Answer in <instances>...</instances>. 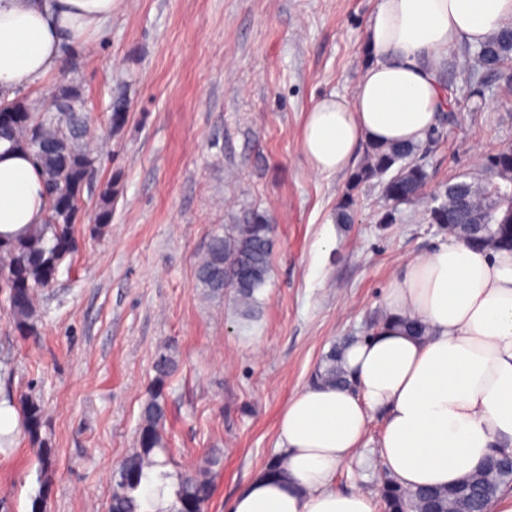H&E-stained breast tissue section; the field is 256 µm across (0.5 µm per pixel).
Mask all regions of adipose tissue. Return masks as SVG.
<instances>
[{
  "instance_id": "ef3b65f1",
  "label": "adipose tissue",
  "mask_w": 512,
  "mask_h": 512,
  "mask_svg": "<svg viewBox=\"0 0 512 512\" xmlns=\"http://www.w3.org/2000/svg\"><path fill=\"white\" fill-rule=\"evenodd\" d=\"M118 0H0V95L54 73L65 49L102 31ZM512 17V0H375L353 91L317 101L300 150L321 174L347 170L362 145L420 143L446 108L438 69ZM48 206L32 156L0 140V235L42 223ZM389 324L348 342L355 390L314 384L279 421L283 475L257 474L230 512H378L372 496L337 490L372 414L383 411L377 460L403 487L447 486L490 449L512 453V254L452 240L402 261L385 290ZM416 317L430 334L396 326Z\"/></svg>"
}]
</instances>
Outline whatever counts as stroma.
Here are the masks:
<instances>
[{"mask_svg":"<svg viewBox=\"0 0 512 512\" xmlns=\"http://www.w3.org/2000/svg\"><path fill=\"white\" fill-rule=\"evenodd\" d=\"M374 0H121L102 34L66 54L58 72L22 92L49 107L77 85L85 122L107 138L95 185L119 176L112 222L76 250L40 295L39 333L21 335L0 293V406L41 402L51 433L46 512H107L111 472L137 444L154 357L173 345L167 440L176 461L224 455L206 512H227L247 481L279 454L284 405L309 387L337 343L367 335L400 260L448 235L424 210L448 184L489 177L484 158L512 147V98L498 79L442 69L456 102L417 155L430 175L422 200L388 204L372 181L354 192V221H336L349 172H313L300 152L309 111L351 92L365 56ZM127 118L110 132L112 103ZM274 226L267 285L252 319L231 298L194 287L195 261L221 225L251 212ZM334 248L318 249L323 236ZM375 413L336 474L343 491L376 494ZM39 463L21 424L0 448V512H32Z\"/></svg>","mask_w":512,"mask_h":512,"instance_id":"35a3bbf8","label":"stroma"}]
</instances>
